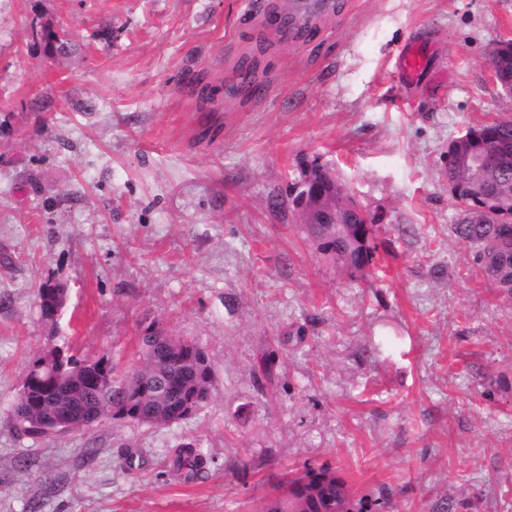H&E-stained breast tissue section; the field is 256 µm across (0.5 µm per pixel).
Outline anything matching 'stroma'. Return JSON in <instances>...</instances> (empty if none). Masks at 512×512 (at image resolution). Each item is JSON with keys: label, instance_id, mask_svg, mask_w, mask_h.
Instances as JSON below:
<instances>
[{"label": "stroma", "instance_id": "1", "mask_svg": "<svg viewBox=\"0 0 512 512\" xmlns=\"http://www.w3.org/2000/svg\"><path fill=\"white\" fill-rule=\"evenodd\" d=\"M339 2L291 41L265 0H0V512H265L308 466L375 512H512V303L451 231L443 159L512 115L489 61L512 0ZM315 159L383 217L363 271L288 203ZM150 324L206 352L203 410L15 428L42 349L122 373Z\"/></svg>", "mask_w": 512, "mask_h": 512}]
</instances>
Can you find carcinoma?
<instances>
[{"label": "carcinoma", "mask_w": 512, "mask_h": 512, "mask_svg": "<svg viewBox=\"0 0 512 512\" xmlns=\"http://www.w3.org/2000/svg\"><path fill=\"white\" fill-rule=\"evenodd\" d=\"M468 146L459 152L448 150V189L453 198L464 206L463 218L452 227L454 235L461 241L477 248L476 261L483 277L498 291L500 298L512 301V163L487 175L489 192L476 189L478 172L467 166L464 158L469 153H480L496 144L512 157V118L503 117L492 122L467 129ZM367 223L350 224L352 240L344 245L329 234L323 225L308 227L316 235L320 254L332 259L352 271H362L372 264L376 251L373 242V227L380 218L369 212ZM51 288L47 282L39 291V313L41 320L50 325L54 322L51 298L44 290ZM179 346L176 355L166 350V338L157 336L154 327L148 326L138 337L141 364L136 372L146 379L140 386L127 378L114 376L116 365L108 358L101 361L111 365L108 370L106 390L99 392L82 384L69 385V392L76 400H100L117 408L115 416H122L126 409L135 410L143 418L149 405L161 404L165 395L174 397L185 411L198 412L204 408L210 394L212 367L205 363L207 354L194 341L177 337ZM55 366L36 357L27 373L33 387L51 385ZM12 415L18 430L31 437L41 433L24 427L31 420L41 419L37 397L31 396L13 402ZM177 469L196 473L204 468L205 460L189 445H184L173 460ZM266 512H354L351 507L346 481L335 471L309 467L299 477L288 481L285 495L273 499Z\"/></svg>", "instance_id": "carcinoma-1"}]
</instances>
